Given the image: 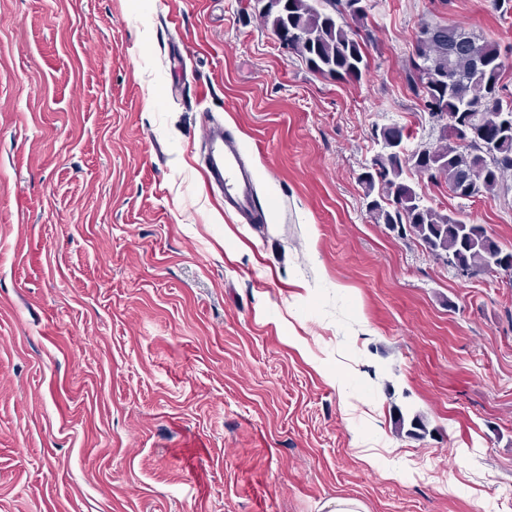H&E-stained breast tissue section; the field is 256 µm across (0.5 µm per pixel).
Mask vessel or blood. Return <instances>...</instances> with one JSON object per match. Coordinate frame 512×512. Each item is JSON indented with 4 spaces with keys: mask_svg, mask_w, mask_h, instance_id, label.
Instances as JSON below:
<instances>
[{
    "mask_svg": "<svg viewBox=\"0 0 512 512\" xmlns=\"http://www.w3.org/2000/svg\"><path fill=\"white\" fill-rule=\"evenodd\" d=\"M204 147L205 177L223 194L225 209L240 214L253 213L257 208L255 174L246 166L240 146L225 137L222 124L212 122L204 131Z\"/></svg>",
    "mask_w": 512,
    "mask_h": 512,
    "instance_id": "obj_1",
    "label": "vessel or blood"
}]
</instances>
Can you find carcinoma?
Wrapping results in <instances>:
<instances>
[{
  "label": "carcinoma",
  "mask_w": 512,
  "mask_h": 512,
  "mask_svg": "<svg viewBox=\"0 0 512 512\" xmlns=\"http://www.w3.org/2000/svg\"><path fill=\"white\" fill-rule=\"evenodd\" d=\"M318 9L310 0H273L262 10L266 26L275 35L288 34L287 49L306 61L310 69L324 77L361 79L370 68L364 46L370 39L367 9L350 8L351 0H324ZM434 30L439 43L415 52L408 82L415 93L425 98L429 113L448 120L441 127L439 144L428 149L422 159L411 154L400 160L388 150L371 163L377 176L361 178L368 193L385 195L389 208L375 203L368 208L378 224L400 226L401 235L418 238L436 258L453 257L459 271L476 275L486 270L489 256L511 269L512 251L503 250L482 224H469L441 209L422 203L407 173L415 171L432 180H442L456 198L470 199L497 190L508 193L504 175L512 171V132H495L491 113L477 109L486 100L495 101L494 111L512 114V96L506 94L504 79L509 65L499 47L479 42L459 26L426 25ZM483 67L476 69L475 56ZM451 71L457 86L433 85L436 73ZM467 100L470 121L493 134L494 148L484 144V136L467 138L457 127L462 100Z\"/></svg>",
  "instance_id": "1"
}]
</instances>
